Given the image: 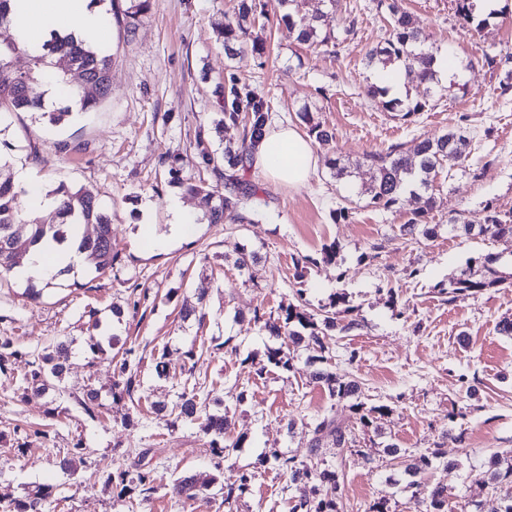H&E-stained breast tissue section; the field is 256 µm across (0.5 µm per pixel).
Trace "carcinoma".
Returning <instances> with one entry per match:
<instances>
[{
    "label": "carcinoma",
    "instance_id": "cac0c4a2",
    "mask_svg": "<svg viewBox=\"0 0 512 512\" xmlns=\"http://www.w3.org/2000/svg\"><path fill=\"white\" fill-rule=\"evenodd\" d=\"M281 2L291 8V11L283 15L282 21L298 43L336 53L340 45L336 36L321 34V10L302 15V0ZM376 8L388 11L391 31L384 44L368 52L369 62L384 67L396 62L406 78L426 85L424 97L407 105L406 112L402 113L401 118L407 120L431 107L437 80L433 64L440 51L428 43V37L416 25L412 16L398 5V0H377ZM257 17L256 0H241L235 21L224 25L225 50L232 53L235 46L244 45L247 23ZM19 50L20 47L13 42L0 44V115L43 110L44 76L49 64L58 69L61 82L68 84L73 77L78 80V90L70 89L68 93L80 96V110L84 112L111 93L110 53L68 38L54 39L33 49L31 66L23 72H17L11 69L7 58ZM297 118L307 126L309 136L315 141L325 143L332 138L333 133L316 121L308 109L298 111ZM272 122L269 100L250 94L243 100L235 91L231 102L224 105L222 117L217 122L221 127L229 124L241 128L240 140L224 146V165L218 164V157L202 135L195 137L198 165L211 170L220 184L213 185L191 176L184 179L177 169L170 168L172 180L182 185L187 193L202 194L213 202L207 215L209 223H250L252 216L257 214L253 201L256 188L243 180L242 173L249 167L253 152ZM468 145V136L460 130H450L437 137L423 139L411 155L403 151L400 144H392L384 151L365 155L364 162L371 171L370 182L365 188L369 205L378 210L390 211L399 203L405 191L419 196V192L428 190L431 182L443 170L444 161L466 158ZM9 157L8 152L0 150V277L11 273L22 263L23 256L34 251L44 240L63 243L74 238L78 240V251L85 255V261L96 272L104 273L112 269L116 260L112 255V218L101 207L97 194L85 187L71 189L60 185L49 193L57 202V222L28 224L14 207L16 191L10 174ZM429 209L430 201L427 200L424 206L413 211L406 223L399 225V236L403 239L418 235L427 239L435 237L437 226L427 224ZM450 231L492 239L512 238V213L503 215L487 205L478 221L465 219L460 224L450 225ZM498 261L499 257L492 254L471 259L467 269L448 280V302L479 294L489 288L511 287L512 272L497 269ZM257 263L256 252L243 251L235 261V266L252 281L256 276ZM253 322L269 339L276 342V345L267 348V362L287 371L293 369L291 348L304 343L322 352L327 332L335 329L346 332L358 326L353 319L338 324L334 312L326 313L318 321L306 310L292 306L276 318L256 311ZM71 356L72 351L67 342L54 344L41 357L40 363L24 374L23 390L42 394L50 390L63 393L59 383ZM113 371L116 380L112 394L135 401L139 380L129 361L124 358L114 362ZM311 379L325 391L331 401L329 410L315 421L311 429L309 448L315 456L322 454L323 448L329 444L346 448L353 442L349 425L336 416V405L350 408L356 423L364 428L375 424L386 413L384 405L365 406L362 388L355 379L339 375L327 367L313 371ZM149 409L156 415H173L177 420L191 422L203 419V431L211 437L210 447L220 454L238 447V443L229 442L225 438L228 413L208 412L194 386L183 388L173 402L150 403ZM388 454L401 460L404 474L411 477L405 490L411 492L415 512H448L447 488L439 482L426 484L417 480L419 475L432 467V459L437 457V453L402 454L396 445L391 444L388 446ZM274 461L279 470L288 474L290 480L316 483L312 495L295 501L290 512H336V494L340 489L336 471L313 467L292 457L276 455ZM112 481L120 487V492L134 491L146 499L155 490L156 478L154 470L139 465L133 472H117ZM214 483L213 477L201 479L195 475H183L174 480L173 492L186 500H194L210 490ZM51 494L50 489L39 487L28 495L27 500L9 503L6 512H37V507L47 501Z\"/></svg>",
    "mask_w": 512,
    "mask_h": 512
}]
</instances>
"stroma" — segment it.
<instances>
[{
    "mask_svg": "<svg viewBox=\"0 0 512 512\" xmlns=\"http://www.w3.org/2000/svg\"><path fill=\"white\" fill-rule=\"evenodd\" d=\"M264 17L249 27V42L264 44L263 55L224 51V25L234 19L238 0H148L135 34L104 4L111 27L107 49L114 55L112 93L78 120L49 124L34 112L0 118V141L11 146L17 165L36 189L59 185L92 189L112 213V271L71 273L61 286L31 300L26 284L0 280V342L18 350L0 371V500L26 498L36 486L52 488L41 512H288L291 502L310 494L305 483H289L276 468L280 453L305 461L312 423L330 402L310 377L311 352L298 348L294 367L268 364V339L254 327L255 311L279 314L300 305L311 313L344 294L359 327L326 340L327 367L355 377L367 405L386 406L376 426L355 429L354 447L326 448L322 466L344 474L338 512H368L385 501L387 512H414L409 493L395 492L404 475L385 447L409 452L440 450L442 456L423 482L448 487L452 512L474 499L491 505L512 493V483L491 479L490 462H512V337L497 324L512 318V287L446 302L439 288L468 258L495 254L500 270L512 269V239L489 240L448 231L452 219L480 217L485 206L512 212V91L502 92L503 69L489 68L485 54L512 55V0L507 11L482 29L464 26L457 0H401L442 52L453 56L457 76L440 80L439 101L411 119L388 110L385 98L371 95L377 66L367 52L390 32L388 12L373 0H336L318 6L306 0L303 13L322 8V27L355 33L336 55L307 48L289 37L280 0H262ZM239 93L269 99L275 122L296 123L302 106L333 132L314 144L317 166L297 190L277 184L257 169L245 172L259 190L263 212L252 224L209 223L203 196L187 194L169 175H196L193 141L197 131L213 148L238 141L241 130L214 126L224 110L217 94L228 76ZM470 128L468 155L449 160L430 192L428 221L437 237L406 242L398 227L418 207L403 195L391 211L376 210L364 192L370 174L358 169L336 180L328 162L353 163L370 152L403 144L413 151L423 138L457 125ZM194 209L196 224L185 239L162 251L142 242L143 222L165 231L173 199ZM346 206L350 217L334 220ZM335 244L333 261L320 259ZM380 252H372V245ZM260 257L257 282H248L234 261L241 249ZM314 258L304 280L294 262ZM206 288L205 302L197 291ZM202 304L204 321L182 320L183 304ZM124 314L113 322L112 307ZM68 338L73 357L62 385L63 397L22 394V377L56 340ZM104 352L86 354L90 340ZM195 358H187L189 349ZM127 352L140 381L142 402L171 401L186 381L213 397L209 412L226 408L227 437L240 446L218 457L198 426L170 424L147 413L138 424L129 400L112 398L111 358ZM165 352L169 374L157 376L153 356ZM99 394L96 417L76 404L87 390ZM83 443L76 472L61 470L58 459ZM145 460L157 477L149 498L121 493L110 475L134 470ZM253 475L249 493L225 502V489L242 472ZM198 474L216 477L209 494L188 501L173 494V479Z\"/></svg>",
    "mask_w": 512,
    "mask_h": 512,
    "instance_id": "obj_1",
    "label": "stroma"
}]
</instances>
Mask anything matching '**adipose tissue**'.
I'll use <instances>...</instances> for the list:
<instances>
[{
    "label": "adipose tissue",
    "mask_w": 512,
    "mask_h": 512,
    "mask_svg": "<svg viewBox=\"0 0 512 512\" xmlns=\"http://www.w3.org/2000/svg\"><path fill=\"white\" fill-rule=\"evenodd\" d=\"M13 40L21 45L46 43L57 35H72L86 40L103 41L109 34L106 17L94 0H10ZM253 165L275 182L298 189L306 185L316 168V157L309 139L295 127L277 125L258 145ZM171 220L164 233L144 225L142 236L147 248L164 250L169 241L185 236L193 214L180 200L170 205ZM82 254L69 245L35 250L30 259L13 271L21 282L35 284L49 280L61 267L81 265Z\"/></svg>",
    "instance_id": "adipose-tissue-1"
}]
</instances>
